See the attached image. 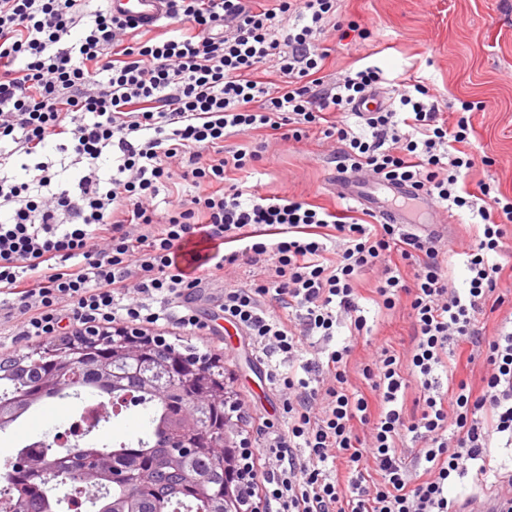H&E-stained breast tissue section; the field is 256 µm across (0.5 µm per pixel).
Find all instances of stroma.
<instances>
[{"instance_id":"obj_1","label":"stroma","mask_w":512,"mask_h":512,"mask_svg":"<svg viewBox=\"0 0 512 512\" xmlns=\"http://www.w3.org/2000/svg\"><path fill=\"white\" fill-rule=\"evenodd\" d=\"M338 14L341 21L359 25L368 36L328 38L331 52L323 71L325 85L347 72L372 66L384 77L383 96H391L393 86L421 82L436 94L445 115L461 112L463 104L472 103L473 130L465 150L473 156L474 165L463 171L461 180L470 187L481 180L490 182L512 198V0H341ZM254 140L265 145L261 160L253 170L230 172L228 183H243L262 195L302 198L333 211L346 208V201L329 188L336 145L318 128H311L298 144L262 133ZM378 275L373 268L357 282L359 305L372 330L370 340L354 337L349 321L344 320L328 344L332 350L351 346L350 380L363 391L368 382L362 369L377 351L402 353L411 347L410 298L402 296L391 310L379 305ZM249 282L245 265L225 266L223 275L202 281L195 307L212 321L206 334L190 336L162 323L148 327L147 332L181 352L220 361L224 381L240 406L239 434L249 442L247 463L255 483L251 508L276 512L278 505L266 495L264 476L273 438L286 433L287 421L282 415L283 397L267 373L273 364L280 372H288L289 363L280 355L261 358L242 330L227 320L211 318L226 287ZM80 412L76 399L50 401L0 432V460L14 454L22 443L52 438ZM149 430L147 411L134 407L94 431L90 440L112 445L136 440Z\"/></svg>"}]
</instances>
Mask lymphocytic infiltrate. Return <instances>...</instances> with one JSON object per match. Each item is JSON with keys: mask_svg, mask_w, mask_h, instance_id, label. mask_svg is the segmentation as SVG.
<instances>
[{"mask_svg": "<svg viewBox=\"0 0 512 512\" xmlns=\"http://www.w3.org/2000/svg\"><path fill=\"white\" fill-rule=\"evenodd\" d=\"M163 33H138L89 0H0V306L22 318L20 335L57 332L62 304L80 325L165 321L186 332L208 323L190 304L202 276L272 259L252 288H229L221 313L245 329L265 358H294L307 337L332 336L338 318L363 333L358 276L381 269L386 308L410 295L412 348L381 350L354 388L344 359L303 361L301 373L271 369L288 432L275 441L265 481L278 512H466L448 486L484 476L489 450L512 447V315L494 335L482 320L505 303L512 199L490 183L458 188L473 165L459 146L468 117L448 121L430 89L415 84L398 106L348 123L382 80L368 67L325 87L324 42L336 0H164ZM302 25L280 35L281 17ZM335 140L336 169L410 183L417 194L471 210L483 223L466 256L469 288H448L433 240L396 224L359 222L305 200L246 194L229 171L258 162L257 132L301 142L309 127ZM56 141L57 157L41 156ZM34 175L16 182L17 157ZM67 168L77 180L63 179ZM194 194L161 197L175 181ZM500 211L503 223L493 222ZM238 243L224 253L223 244ZM414 269L405 282L402 266ZM270 303H263V296ZM482 357L479 384L441 392L438 368L461 345ZM420 396L406 414V376ZM366 427L368 438L358 429ZM422 442L416 473L397 454L403 437ZM374 470L377 481L365 473Z\"/></svg>", "mask_w": 512, "mask_h": 512, "instance_id": "f902f5d3", "label": "lymphocytic infiltrate"}]
</instances>
